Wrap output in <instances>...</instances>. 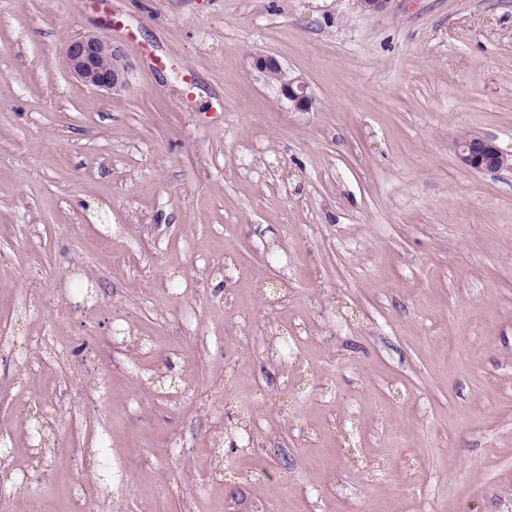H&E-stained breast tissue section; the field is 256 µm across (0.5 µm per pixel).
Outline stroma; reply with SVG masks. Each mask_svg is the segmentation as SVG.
I'll return each mask as SVG.
<instances>
[{
  "label": "stroma",
  "mask_w": 512,
  "mask_h": 512,
  "mask_svg": "<svg viewBox=\"0 0 512 512\" xmlns=\"http://www.w3.org/2000/svg\"><path fill=\"white\" fill-rule=\"evenodd\" d=\"M106 26L117 94L65 67ZM467 133L512 155V0H0V512H512V169ZM256 67L264 74L273 73L281 95L287 99L296 110L308 111L312 105V98L308 92L307 83L299 77H290L281 64L269 56H257ZM457 158L466 169L497 173L512 168V157L504 154L491 140L482 136H464L457 145Z\"/></svg>",
  "instance_id": "35a3bbf8"
}]
</instances>
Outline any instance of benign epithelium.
<instances>
[{"mask_svg": "<svg viewBox=\"0 0 512 512\" xmlns=\"http://www.w3.org/2000/svg\"><path fill=\"white\" fill-rule=\"evenodd\" d=\"M66 65L87 86L97 90L122 91L128 86L130 62L122 46L103 34H84L71 40L66 48ZM261 72L272 73L281 95L296 110L311 108L312 98L307 83L291 77L281 64L269 56L255 58ZM457 158L466 169L497 173L512 168V157L504 154L491 140L482 136H464L457 145Z\"/></svg>", "mask_w": 512, "mask_h": 512, "instance_id": "benign-epithelium-1", "label": "benign epithelium"}]
</instances>
